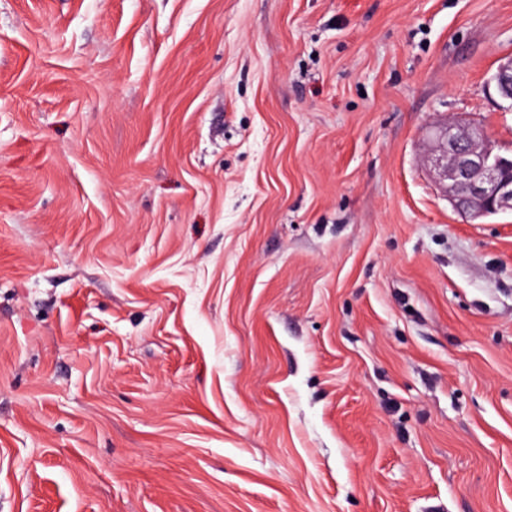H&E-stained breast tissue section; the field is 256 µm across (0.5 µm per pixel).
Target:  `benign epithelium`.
I'll return each mask as SVG.
<instances>
[{"mask_svg": "<svg viewBox=\"0 0 512 512\" xmlns=\"http://www.w3.org/2000/svg\"><path fill=\"white\" fill-rule=\"evenodd\" d=\"M493 82L500 97L512 104V58L499 66ZM438 140L432 163L460 215L512 212V154L496 151L485 132L469 123L439 130Z\"/></svg>", "mask_w": 512, "mask_h": 512, "instance_id": "obj_1", "label": "benign epithelium"}]
</instances>
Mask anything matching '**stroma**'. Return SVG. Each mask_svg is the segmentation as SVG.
<instances>
[{"instance_id":"35a3bbf8","label":"stroma","mask_w":512,"mask_h":512,"mask_svg":"<svg viewBox=\"0 0 512 512\" xmlns=\"http://www.w3.org/2000/svg\"><path fill=\"white\" fill-rule=\"evenodd\" d=\"M512 0H0V512H512ZM500 97L512 104V58L499 66L492 78ZM432 163L448 200L465 218L512 212V151L495 150L485 132L469 123L438 131Z\"/></svg>"}]
</instances>
